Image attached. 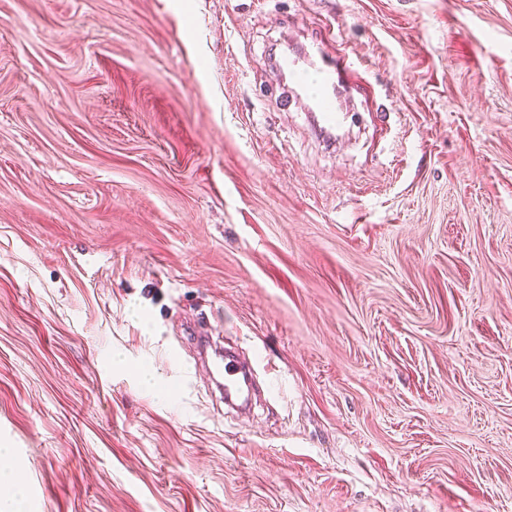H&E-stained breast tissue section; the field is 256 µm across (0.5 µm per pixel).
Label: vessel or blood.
I'll list each match as a JSON object with an SVG mask.
<instances>
[{
    "label": "vessel or blood",
    "instance_id": "vessel-or-blood-1",
    "mask_svg": "<svg viewBox=\"0 0 512 512\" xmlns=\"http://www.w3.org/2000/svg\"><path fill=\"white\" fill-rule=\"evenodd\" d=\"M275 67L281 72L292 74H313L319 79L316 93H309L306 84L297 83L291 93L296 97L307 98L309 108L314 112L317 127L325 138H332L346 118V112L336 105L339 91L357 74L354 58L347 53L326 57L322 50L294 52L275 59ZM210 372L223 379L225 401L247 403L251 380L246 371L240 368L230 355H218L210 367Z\"/></svg>",
    "mask_w": 512,
    "mask_h": 512
}]
</instances>
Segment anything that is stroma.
Returning a JSON list of instances; mask_svg holds the SVG:
<instances>
[{
  "instance_id": "35a3bbf8",
  "label": "stroma",
  "mask_w": 512,
  "mask_h": 512,
  "mask_svg": "<svg viewBox=\"0 0 512 512\" xmlns=\"http://www.w3.org/2000/svg\"><path fill=\"white\" fill-rule=\"evenodd\" d=\"M0 450L26 512H512V0H0ZM275 67L285 73L314 74L319 79L318 90L309 94L306 84L298 82L290 87L294 97H305L309 108L316 112L317 127L321 135L331 139L336 129L340 128L348 112L336 107V98L339 91L351 82L358 73L356 62L349 53H340L327 58L319 47L315 51L293 52L287 56H280L274 60ZM212 376L224 379V399L226 402H240V406L247 404L251 388V379L246 371L237 365L231 355H218L210 367Z\"/></svg>"
}]
</instances>
